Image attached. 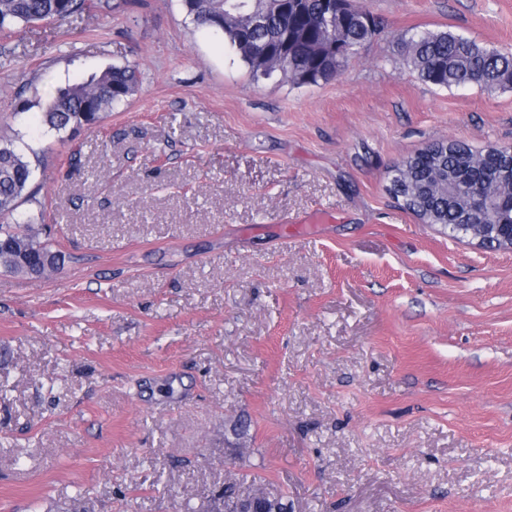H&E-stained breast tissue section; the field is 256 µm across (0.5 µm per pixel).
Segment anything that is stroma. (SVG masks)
<instances>
[{
  "mask_svg": "<svg viewBox=\"0 0 512 512\" xmlns=\"http://www.w3.org/2000/svg\"><path fill=\"white\" fill-rule=\"evenodd\" d=\"M352 2L379 32L316 85L254 77L178 0L0 32V142L40 160L12 221L65 256L0 268V512H179L234 473L290 512H512V253L391 190L435 143L512 144V89L430 86L401 51L512 52V0ZM126 65L102 129L39 125ZM335 222V217L328 212H316L310 215L302 224H289L288 221L279 227V234L282 239H288V236H295L303 232L304 224H332Z\"/></svg>",
  "mask_w": 512,
  "mask_h": 512,
  "instance_id": "obj_1",
  "label": "stroma"
}]
</instances>
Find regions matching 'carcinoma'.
Masks as SVG:
<instances>
[{
  "instance_id": "1",
  "label": "carcinoma",
  "mask_w": 512,
  "mask_h": 512,
  "mask_svg": "<svg viewBox=\"0 0 512 512\" xmlns=\"http://www.w3.org/2000/svg\"><path fill=\"white\" fill-rule=\"evenodd\" d=\"M191 22L224 35L228 47L250 68L253 75L271 76L263 52L278 53L288 35L293 44L285 58V76L297 85L317 84L334 79L357 48L372 38L368 14L358 8L346 13L340 26L341 39L331 37L318 21L324 0H288V9L279 0H252L250 8L266 14L265 24L250 28L247 9L234 10L227 0H181ZM91 8L89 0H0V30L16 24L61 21ZM402 52L412 71L426 83L441 89L477 86L486 90L512 88V53L488 49L451 32L421 31L402 41ZM138 76L130 67H110L90 79L58 91L42 112L43 123L58 133L74 134L101 126L116 106L137 91ZM475 150L463 146L448 154L427 152L416 164L417 186L428 182L438 167L458 181L456 201L444 196L421 195L419 200L440 214H446L448 233L457 236L461 211L469 205L471 181L475 177ZM32 162L13 143H0V216L12 214L29 195L33 181ZM63 261L60 252L41 242L30 229L0 224V268L29 278H41L55 271ZM247 476L238 475L224 484L220 493L224 504L237 494L250 490ZM282 494L266 492L264 502L254 512H282Z\"/></svg>"
}]
</instances>
